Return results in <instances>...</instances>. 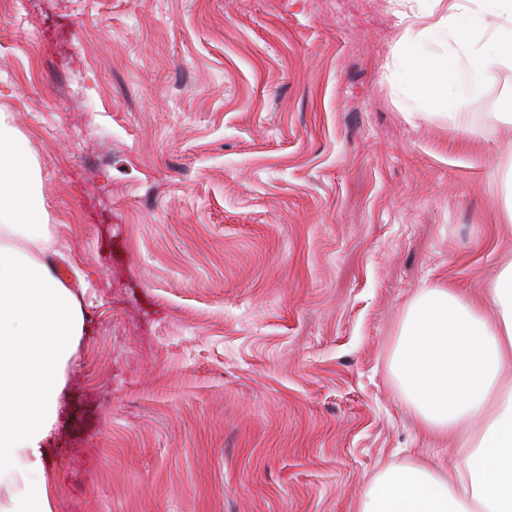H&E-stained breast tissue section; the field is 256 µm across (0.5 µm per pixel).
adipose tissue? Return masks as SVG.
Listing matches in <instances>:
<instances>
[{
	"mask_svg": "<svg viewBox=\"0 0 512 512\" xmlns=\"http://www.w3.org/2000/svg\"><path fill=\"white\" fill-rule=\"evenodd\" d=\"M399 14L387 81L416 105L409 121L456 107L450 61L481 96L512 72V0H430ZM435 41L451 53L426 55ZM0 112V512H54L44 461L84 310L50 261L36 163ZM404 402L431 431L460 442L447 466L389 464L364 484L360 512H512V256H502L483 303L431 284L409 302L393 353Z\"/></svg>",
	"mask_w": 512,
	"mask_h": 512,
	"instance_id": "obj_1",
	"label": "adipose tissue"
}]
</instances>
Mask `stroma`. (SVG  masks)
Masks as SVG:
<instances>
[{
	"label": "stroma",
	"instance_id": "1",
	"mask_svg": "<svg viewBox=\"0 0 512 512\" xmlns=\"http://www.w3.org/2000/svg\"><path fill=\"white\" fill-rule=\"evenodd\" d=\"M393 0H0V112L85 333L46 441L55 512H359L447 442L392 355L423 284L481 297L494 146L409 123Z\"/></svg>",
	"mask_w": 512,
	"mask_h": 512
}]
</instances>
